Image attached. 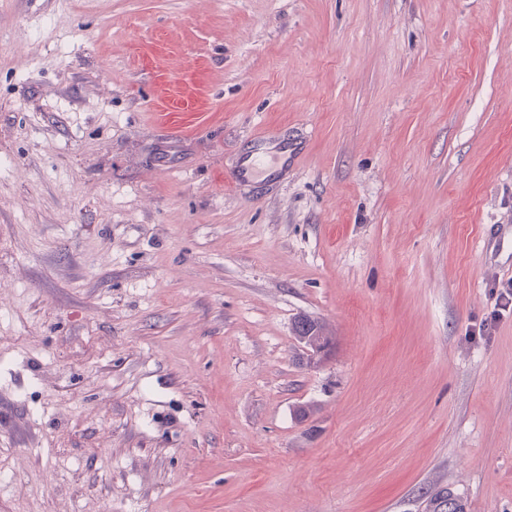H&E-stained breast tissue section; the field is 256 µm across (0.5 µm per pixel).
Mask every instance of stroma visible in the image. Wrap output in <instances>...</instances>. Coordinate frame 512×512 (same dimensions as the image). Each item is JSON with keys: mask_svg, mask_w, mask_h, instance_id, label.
<instances>
[{"mask_svg": "<svg viewBox=\"0 0 512 512\" xmlns=\"http://www.w3.org/2000/svg\"><path fill=\"white\" fill-rule=\"evenodd\" d=\"M0 157V512H512V0H0ZM269 138L260 136L255 141V149L240 157L233 169V178L238 183H245L255 179H269L277 173L278 165L280 170L288 167V163L294 165L298 159L292 155L288 145H283L274 151H269L267 144ZM293 337L299 345L321 347H333L334 338L331 336L327 326L311 318L310 316L302 315L294 320L293 324ZM421 498L424 503V512H445L443 505L452 502L453 512H467L465 504L451 489L446 486H440L439 481L433 483L423 491Z\"/></svg>", "mask_w": 512, "mask_h": 512, "instance_id": "stroma-1", "label": "stroma"}]
</instances>
